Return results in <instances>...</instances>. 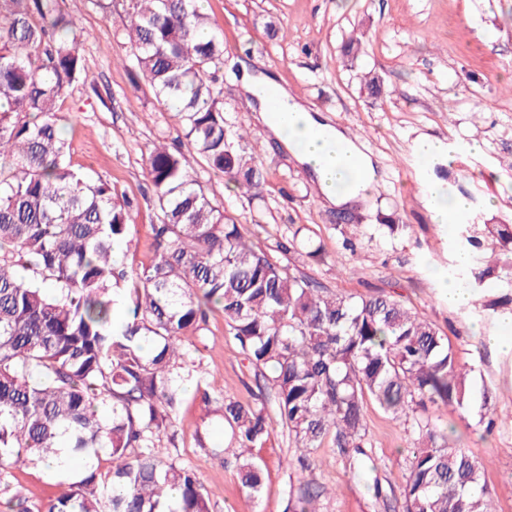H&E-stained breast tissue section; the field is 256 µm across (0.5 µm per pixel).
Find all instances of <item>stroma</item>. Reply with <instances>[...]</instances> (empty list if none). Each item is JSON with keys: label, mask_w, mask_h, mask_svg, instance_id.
I'll return each mask as SVG.
<instances>
[{"label": "stroma", "mask_w": 512, "mask_h": 512, "mask_svg": "<svg viewBox=\"0 0 512 512\" xmlns=\"http://www.w3.org/2000/svg\"><path fill=\"white\" fill-rule=\"evenodd\" d=\"M66 4L88 33L82 45L88 79L63 101L61 132L74 167L131 201L133 259L141 262L152 254L155 221L145 157L153 145L183 143L184 132L129 67L123 36L128 0ZM203 6L224 36L217 89L226 117L256 143L255 163L266 183L262 196L242 193L197 156L191 160L195 176L261 247L275 248L292 226L320 243L323 263L296 264L320 287L391 295L448 337L460 363L489 387L499 423L485 434L476 411L454 408L442 412L441 420L480 462L496 512H512V354L488 342L507 322L471 306H449L436 277L455 263L452 242L459 225L512 224V0H204ZM270 22L277 37L266 32ZM353 39L359 47L346 53ZM244 64L361 142L372 158L374 186L346 210L363 229L356 251L342 247L338 208L256 119L240 87ZM370 72L380 77L383 98L368 95L364 81ZM424 136L447 145V154L421 160L416 142ZM472 141L481 152L468 150ZM427 183L467 199L468 209L436 223L423 189ZM380 213L393 216L400 231L374 232ZM208 328L199 357L215 390L251 399L263 387L260 373L225 333L221 312L210 313ZM364 412L366 450L350 459L328 445L302 451L282 428H274L253 451L264 465L257 500L241 492L233 468L196 447V433L219 425L198 397L188 396L176 417L171 455L199 469L212 512H288L289 500L309 480L325 488L318 512H398L415 437L375 403H366ZM302 455L309 457L312 472L299 468ZM358 465L366 466L364 476L355 475ZM0 481L20 487L35 503L59 493V475L39 465L0 466Z\"/></svg>", "instance_id": "1"}]
</instances>
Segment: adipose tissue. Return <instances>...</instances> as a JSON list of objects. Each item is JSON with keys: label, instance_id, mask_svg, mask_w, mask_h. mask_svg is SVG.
<instances>
[{"label": "adipose tissue", "instance_id": "ef3b65f1", "mask_svg": "<svg viewBox=\"0 0 512 512\" xmlns=\"http://www.w3.org/2000/svg\"><path fill=\"white\" fill-rule=\"evenodd\" d=\"M273 83L265 77L245 82L246 93L261 104L264 125L307 169L323 196L341 206L365 197L375 180V166L369 156L339 129L317 114L281 94V112H274L266 97Z\"/></svg>", "mask_w": 512, "mask_h": 512}]
</instances>
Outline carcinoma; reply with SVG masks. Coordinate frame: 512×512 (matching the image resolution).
<instances>
[{
  "label": "carcinoma",
  "mask_w": 512,
  "mask_h": 512,
  "mask_svg": "<svg viewBox=\"0 0 512 512\" xmlns=\"http://www.w3.org/2000/svg\"><path fill=\"white\" fill-rule=\"evenodd\" d=\"M126 44L136 76L158 105L176 113L192 154L252 195L264 179L235 144L213 87L224 40L202 0H130ZM86 33L61 0H0V465L44 464L62 451L79 460L53 499L16 492L15 512H211L200 473L169 446L187 386L223 423L227 447L206 434L196 446L235 458L240 490L260 495L262 447L277 422L294 447L329 441L349 455L364 447V403L372 399L417 435L408 449L404 512H495L480 464L431 410L479 405L487 430L492 396L460 366L427 318L387 295L355 299L316 286L252 243L243 225L193 176L188 155L151 149L154 255L129 266L114 245L133 247L132 204L73 168L60 132L59 102L86 79ZM498 257L452 275L483 310L486 281L512 289V225L487 224ZM294 230L277 248L312 261L323 249ZM467 226L458 250L481 248ZM274 394L212 396L193 357L209 313ZM307 483L295 512H318Z\"/></svg>",
  "instance_id": "obj_1"
}]
</instances>
